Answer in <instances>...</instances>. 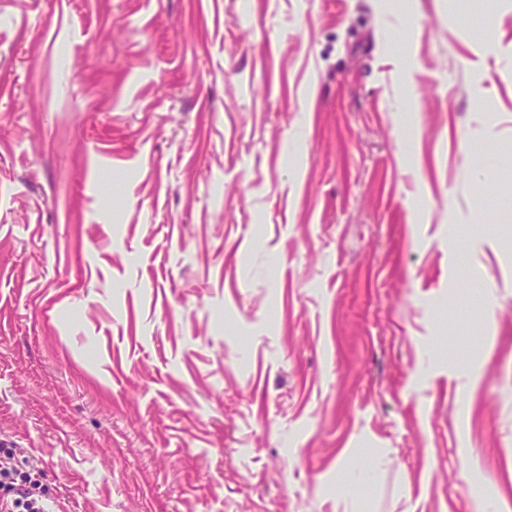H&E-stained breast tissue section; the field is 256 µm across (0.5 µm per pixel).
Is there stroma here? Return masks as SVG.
I'll use <instances>...</instances> for the list:
<instances>
[{
    "label": "stroma",
    "mask_w": 512,
    "mask_h": 512,
    "mask_svg": "<svg viewBox=\"0 0 512 512\" xmlns=\"http://www.w3.org/2000/svg\"><path fill=\"white\" fill-rule=\"evenodd\" d=\"M0 0V448L68 512L512 507V0Z\"/></svg>",
    "instance_id": "stroma-1"
}]
</instances>
